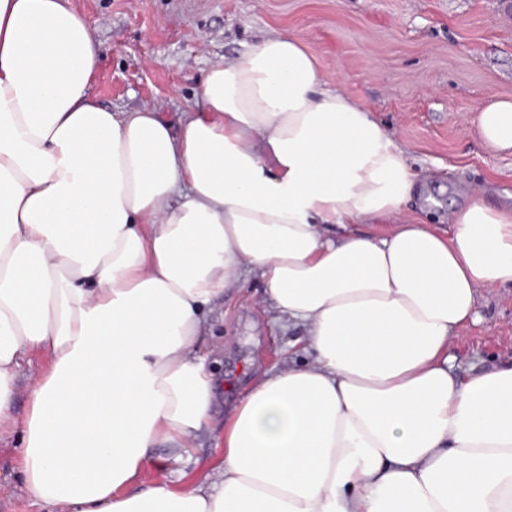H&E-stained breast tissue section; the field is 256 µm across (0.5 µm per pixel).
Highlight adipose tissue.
I'll return each mask as SVG.
<instances>
[{
  "label": "adipose tissue",
  "instance_id": "1",
  "mask_svg": "<svg viewBox=\"0 0 512 512\" xmlns=\"http://www.w3.org/2000/svg\"><path fill=\"white\" fill-rule=\"evenodd\" d=\"M99 62L69 0H0V430L20 426L33 495L60 512H512V365L459 379L449 355L480 289L512 287V207L474 192L448 234L404 215L403 150L295 37L212 63L175 125L99 104ZM476 123L512 149V101ZM251 274L310 362L253 378L215 477L142 486L152 448L212 424L203 309ZM35 349L52 363L20 414ZM51 365V357L45 350H33L26 358L22 374L19 378V393L17 396V412L22 414L27 408L26 385L29 380L40 373L48 371Z\"/></svg>",
  "mask_w": 512,
  "mask_h": 512
}]
</instances>
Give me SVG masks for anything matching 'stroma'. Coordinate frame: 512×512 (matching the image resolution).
Listing matches in <instances>:
<instances>
[{
  "label": "stroma",
  "mask_w": 512,
  "mask_h": 512,
  "mask_svg": "<svg viewBox=\"0 0 512 512\" xmlns=\"http://www.w3.org/2000/svg\"><path fill=\"white\" fill-rule=\"evenodd\" d=\"M100 48L90 87L106 108H150L178 121L195 109L209 64L232 60L264 38L287 34L317 56L326 87L364 102L392 133L424 187L405 213L448 212L484 190L512 203V151L479 137L475 118L489 98L512 100V0H70ZM481 320L450 345L456 376L471 362H512V288H485ZM199 353L221 388L216 411L234 404L252 376L303 364L304 333L275 320L260 277L235 282L204 309ZM19 433L0 436V512H49L29 491ZM205 430L186 451L152 449L143 485L196 486L221 453Z\"/></svg>",
  "instance_id": "obj_1"
}]
</instances>
